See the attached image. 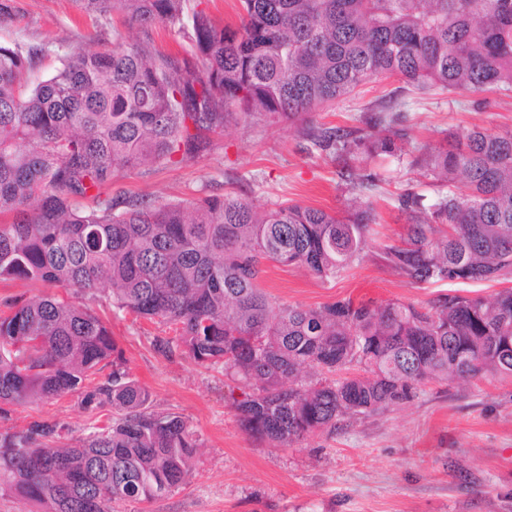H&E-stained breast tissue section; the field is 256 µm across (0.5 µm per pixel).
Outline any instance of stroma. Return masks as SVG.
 Returning a JSON list of instances; mask_svg holds the SVG:
<instances>
[{
  "label": "stroma",
  "instance_id": "35a3bbf8",
  "mask_svg": "<svg viewBox=\"0 0 512 512\" xmlns=\"http://www.w3.org/2000/svg\"><path fill=\"white\" fill-rule=\"evenodd\" d=\"M15 5L14 20L0 24V43L45 44L49 52L33 72L37 79L70 48H96L116 29L158 51L180 41L161 24L145 29L119 13L89 17L72 0ZM368 112L401 116L417 146L430 148L451 132L512 127V91L418 90L393 78L374 79L315 121L356 129ZM210 140V150L194 162L119 171L114 185L153 200L232 192L269 207L288 200L338 213L352 196L337 175L339 162L311 151L296 125L232 123ZM369 167L379 178L373 198L379 222L362 259L327 281L302 266L265 264L260 285L279 302L318 307L350 297L425 303L452 289L446 283L412 285L379 258L383 245L404 232L398 195L411 187L430 201L441 187L394 157L373 158ZM84 302L109 322L130 377L151 394L152 410L180 415L197 439L185 484L159 499L112 503V512H512L511 378L430 383L412 402L351 420L336 434L291 447L260 443L239 424L234 402L242 391L222 366L159 356L153 338L169 335V328L113 307L106 292ZM115 416L112 408L89 411L78 396L66 395L12 407L8 418H0V432L50 419L68 427L73 444Z\"/></svg>",
  "mask_w": 512,
  "mask_h": 512
}]
</instances>
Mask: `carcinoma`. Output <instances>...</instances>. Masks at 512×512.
<instances>
[{
	"label": "carcinoma",
	"mask_w": 512,
	"mask_h": 512,
	"mask_svg": "<svg viewBox=\"0 0 512 512\" xmlns=\"http://www.w3.org/2000/svg\"><path fill=\"white\" fill-rule=\"evenodd\" d=\"M77 2L143 28L162 23L190 50L161 53L115 32L34 81L46 46L0 44V281L70 293L0 302V418L72 392L87 410L120 412L74 445L57 421L0 433V491L39 512H110L186 483L189 426L151 410L108 323L78 302L103 286L113 306L177 326L154 337L159 355L220 364L248 389L235 409L256 441L334 434L413 401L428 382L512 378V286L425 306L319 307L260 288L267 262L325 280L349 271L378 219L369 201L336 216L232 193L175 203L112 191L118 170L193 161L227 122L273 118L302 122L311 149L348 159L340 179L370 192L365 160L403 153L409 129L374 114L347 132L313 116L376 78L512 89V0H240L234 26L186 14L187 0ZM411 165L448 190L431 204L399 195L405 233L383 261L414 284L511 279L512 128L452 133Z\"/></svg>",
	"instance_id": "obj_1"
}]
</instances>
